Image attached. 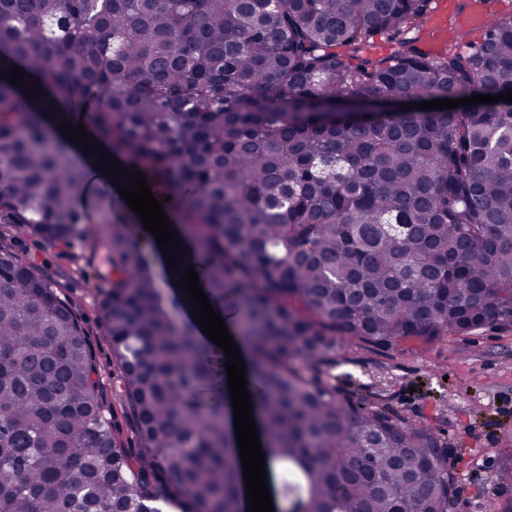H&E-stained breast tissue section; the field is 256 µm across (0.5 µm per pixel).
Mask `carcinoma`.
Returning a JSON list of instances; mask_svg holds the SVG:
<instances>
[{"label": "carcinoma", "instance_id": "cac0c4a2", "mask_svg": "<svg viewBox=\"0 0 512 512\" xmlns=\"http://www.w3.org/2000/svg\"><path fill=\"white\" fill-rule=\"evenodd\" d=\"M428 5L0 0V72L171 197L248 352L275 505L296 462L307 512H449L433 430L324 375L349 343L512 325V102L413 107L512 91V16L433 54ZM38 104L0 77V224L112 255L104 325L139 446L70 303L0 242V512H245L218 357L172 320L119 198L77 205L88 172Z\"/></svg>", "mask_w": 512, "mask_h": 512}]
</instances>
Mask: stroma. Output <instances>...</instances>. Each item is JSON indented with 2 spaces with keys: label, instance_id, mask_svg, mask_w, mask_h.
<instances>
[{
  "label": "stroma",
  "instance_id": "35a3bbf8",
  "mask_svg": "<svg viewBox=\"0 0 512 512\" xmlns=\"http://www.w3.org/2000/svg\"><path fill=\"white\" fill-rule=\"evenodd\" d=\"M0 237L61 288L88 334L103 395L111 397L112 347L101 306L112 277L106 254L50 243L11 224L0 226ZM331 383L346 392L384 394L401 417L436 431L448 451L453 512H503L512 502V483L502 477L512 471V327L429 343L408 339L375 351L352 346Z\"/></svg>",
  "mask_w": 512,
  "mask_h": 512
}]
</instances>
